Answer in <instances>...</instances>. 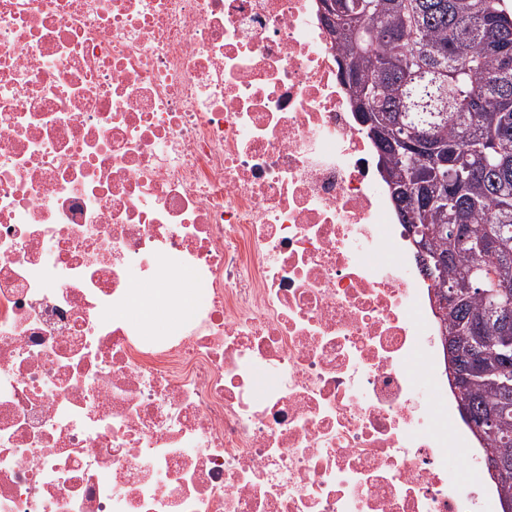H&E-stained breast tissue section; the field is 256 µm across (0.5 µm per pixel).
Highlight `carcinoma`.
I'll return each mask as SVG.
<instances>
[{
  "mask_svg": "<svg viewBox=\"0 0 512 512\" xmlns=\"http://www.w3.org/2000/svg\"><path fill=\"white\" fill-rule=\"evenodd\" d=\"M365 2L367 10L334 26L343 77L371 92L358 109L364 133L382 153L391 136H429L447 149L448 169L461 174L456 205L422 208L412 222L403 196L414 174L395 157L391 195L402 223L433 229L430 247L442 265L432 281L440 290L460 287L457 325L467 335L469 322H481L482 375L459 393L479 413L499 397L500 361L489 348L499 327L483 297L465 291V283L477 263L488 272H512V9L505 0ZM451 224L466 225L475 240L453 236ZM483 239L495 244L484 255ZM484 448L509 462L498 485L512 490V412L500 418Z\"/></svg>",
  "mask_w": 512,
  "mask_h": 512,
  "instance_id": "1",
  "label": "carcinoma"
}]
</instances>
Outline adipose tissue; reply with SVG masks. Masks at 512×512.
Returning <instances> with one entry per match:
<instances>
[{"instance_id":"1","label":"adipose tissue","mask_w":512,"mask_h":512,"mask_svg":"<svg viewBox=\"0 0 512 512\" xmlns=\"http://www.w3.org/2000/svg\"><path fill=\"white\" fill-rule=\"evenodd\" d=\"M195 299L194 289L137 287L133 290L136 307L134 319L148 332H159L180 322L190 311Z\"/></svg>"}]
</instances>
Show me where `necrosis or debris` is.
Returning a JSON list of instances; mask_svg holds the SVG:
<instances>
[{
  "label": "necrosis or debris",
  "mask_w": 512,
  "mask_h": 512,
  "mask_svg": "<svg viewBox=\"0 0 512 512\" xmlns=\"http://www.w3.org/2000/svg\"><path fill=\"white\" fill-rule=\"evenodd\" d=\"M340 57L319 0H0V512H494ZM171 296L181 299L182 311L174 312L169 304ZM195 299V288H154L133 289V302L137 312L131 317L147 332H159L180 322L190 311Z\"/></svg>",
  "instance_id": "1"
}]
</instances>
